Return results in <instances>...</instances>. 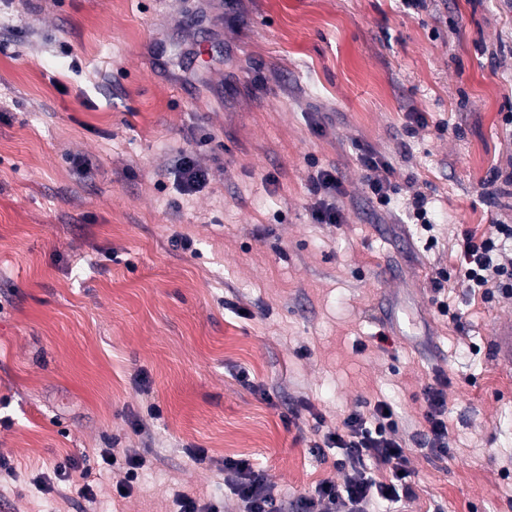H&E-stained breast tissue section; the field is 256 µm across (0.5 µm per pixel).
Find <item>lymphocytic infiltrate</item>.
Segmentation results:
<instances>
[{"label":"lymphocytic infiltrate","instance_id":"obj_1","mask_svg":"<svg viewBox=\"0 0 512 512\" xmlns=\"http://www.w3.org/2000/svg\"><path fill=\"white\" fill-rule=\"evenodd\" d=\"M511 243V224L497 225L491 236L463 230L456 243L461 268L443 273V280L460 274L468 287L512 295V261L503 258ZM424 400L428 443L436 458L447 459V394L443 386H431L425 390ZM324 444L340 449L336 465L344 472V481L339 485L321 483L303 500V512H375L381 504H397L414 497L407 450L397 435V424L387 403L381 401L372 408L351 411L336 431L326 435ZM381 468L389 471L390 481L377 479L375 472ZM224 482L246 512H288L287 503L277 501L266 477L249 460H225Z\"/></svg>","mask_w":512,"mask_h":512}]
</instances>
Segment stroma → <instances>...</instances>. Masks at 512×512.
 Instances as JSON below:
<instances>
[{
  "instance_id": "obj_1",
  "label": "stroma",
  "mask_w": 512,
  "mask_h": 512,
  "mask_svg": "<svg viewBox=\"0 0 512 512\" xmlns=\"http://www.w3.org/2000/svg\"><path fill=\"white\" fill-rule=\"evenodd\" d=\"M510 111L512 0H0V503L241 512L232 454L301 512L344 479L317 444L385 401L410 512H512V297L434 283L461 230L512 224ZM183 149L209 174L189 193ZM324 203L340 223H315ZM441 379L443 461L424 439ZM67 461L93 499L57 479ZM358 161L365 171L366 186L372 199H376L380 204H388L390 198L388 189L390 187L387 177L381 173L384 164L371 152H362L358 156Z\"/></svg>"
}]
</instances>
